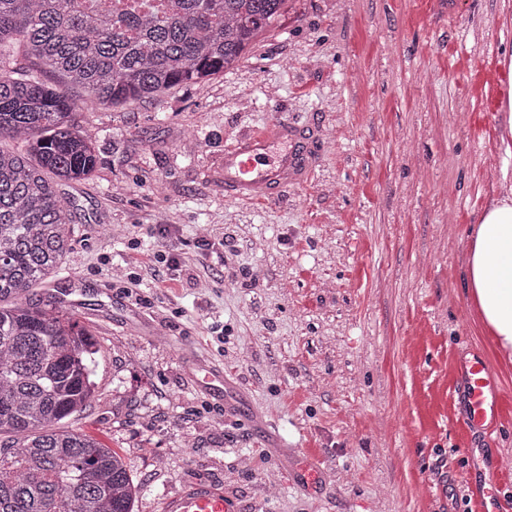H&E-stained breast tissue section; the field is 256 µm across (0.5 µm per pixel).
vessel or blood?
I'll return each instance as SVG.
<instances>
[{
    "label": "vessel or blood",
    "instance_id": "b4317fda",
    "mask_svg": "<svg viewBox=\"0 0 512 512\" xmlns=\"http://www.w3.org/2000/svg\"><path fill=\"white\" fill-rule=\"evenodd\" d=\"M288 127L276 125L267 133L241 139L224 152V192L239 200H255L287 184L289 176L305 164L302 154L289 151L271 156L270 145L287 141ZM465 378L467 421L484 428L495 424L501 414L496 378L481 357H473L461 367ZM164 512H234L223 491L199 484L169 499Z\"/></svg>",
    "mask_w": 512,
    "mask_h": 512
}]
</instances>
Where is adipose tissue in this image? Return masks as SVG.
Listing matches in <instances>:
<instances>
[{
  "label": "adipose tissue",
  "instance_id": "1",
  "mask_svg": "<svg viewBox=\"0 0 512 512\" xmlns=\"http://www.w3.org/2000/svg\"><path fill=\"white\" fill-rule=\"evenodd\" d=\"M462 288L487 335L512 355V185L502 186L471 231Z\"/></svg>",
  "mask_w": 512,
  "mask_h": 512
}]
</instances>
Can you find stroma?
Masks as SVG:
<instances>
[{"mask_svg": "<svg viewBox=\"0 0 512 512\" xmlns=\"http://www.w3.org/2000/svg\"><path fill=\"white\" fill-rule=\"evenodd\" d=\"M507 48L502 0H288L224 74L75 113L98 163L66 187L75 242L35 294L100 348L67 427L122 456L135 512L195 482L236 512H481L490 491L512 512V362L462 289L471 229L512 184ZM280 121L305 171L270 199L225 196V148ZM157 250L192 259L177 301ZM475 354L502 395L491 431L466 423ZM198 360L223 379L191 377ZM310 455L326 473L303 489L288 465ZM500 64L506 66L508 78L507 91L505 92L506 98L502 105V112H507L504 114L503 122L506 137L502 138V142L505 144L506 149L510 150V140L512 139V54L505 53Z\"/></svg>", "mask_w": 512, "mask_h": 512, "instance_id": "35a3bbf8", "label": "stroma"}]
</instances>
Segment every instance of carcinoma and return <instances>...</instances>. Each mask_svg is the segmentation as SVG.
<instances>
[{"label":"carcinoma","instance_id":"1","mask_svg":"<svg viewBox=\"0 0 512 512\" xmlns=\"http://www.w3.org/2000/svg\"><path fill=\"white\" fill-rule=\"evenodd\" d=\"M0 0V512H133L118 453L64 427L95 395L93 336L26 294L71 249L65 183L97 164L89 109L157 100L236 66L287 0ZM54 78L50 84L45 74Z\"/></svg>","mask_w":512,"mask_h":512}]
</instances>
